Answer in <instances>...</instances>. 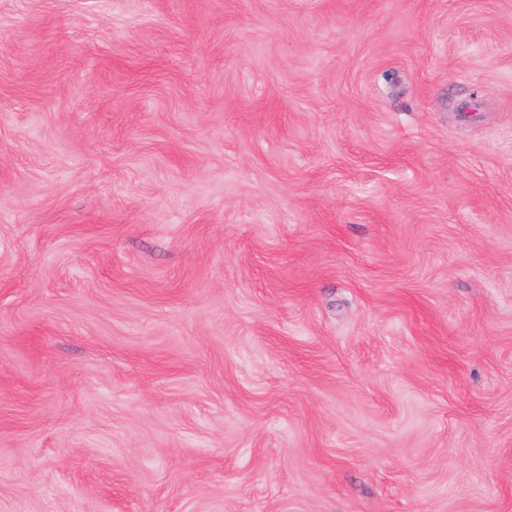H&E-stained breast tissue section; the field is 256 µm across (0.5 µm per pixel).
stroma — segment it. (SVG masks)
Returning <instances> with one entry per match:
<instances>
[{
  "label": "stroma",
  "mask_w": 512,
  "mask_h": 512,
  "mask_svg": "<svg viewBox=\"0 0 512 512\" xmlns=\"http://www.w3.org/2000/svg\"><path fill=\"white\" fill-rule=\"evenodd\" d=\"M0 512H512V0H0Z\"/></svg>",
  "instance_id": "obj_1"
}]
</instances>
